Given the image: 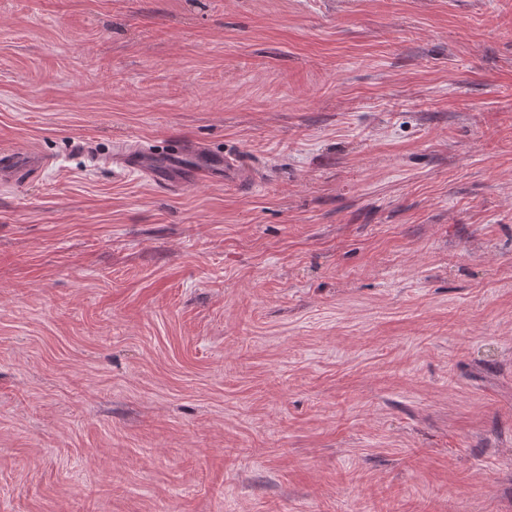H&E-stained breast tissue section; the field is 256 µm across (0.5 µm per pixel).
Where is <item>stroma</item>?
<instances>
[{
  "label": "stroma",
  "mask_w": 512,
  "mask_h": 512,
  "mask_svg": "<svg viewBox=\"0 0 512 512\" xmlns=\"http://www.w3.org/2000/svg\"><path fill=\"white\" fill-rule=\"evenodd\" d=\"M2 145L0 512H512V0H0ZM144 155L142 148H137L126 141L115 142L112 147V156L105 158L96 156L95 161L105 165L120 164L127 168H139V159ZM42 166V161L26 160L23 156L12 150H0V175L12 177L20 175Z\"/></svg>",
  "instance_id": "obj_1"
}]
</instances>
